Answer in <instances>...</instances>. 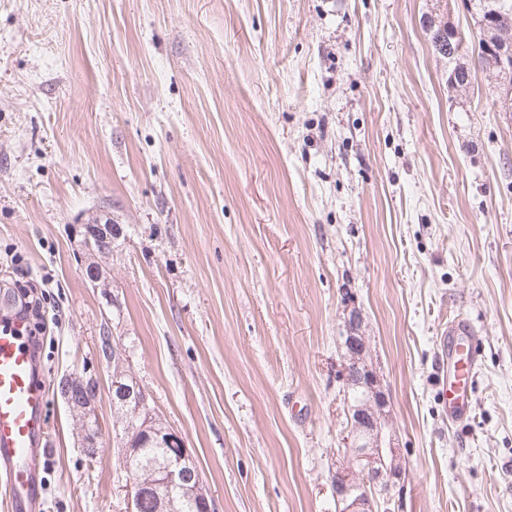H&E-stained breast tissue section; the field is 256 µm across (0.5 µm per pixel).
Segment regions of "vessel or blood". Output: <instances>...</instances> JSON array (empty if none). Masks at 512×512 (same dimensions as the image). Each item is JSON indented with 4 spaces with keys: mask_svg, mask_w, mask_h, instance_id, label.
Instances as JSON below:
<instances>
[{
    "mask_svg": "<svg viewBox=\"0 0 512 512\" xmlns=\"http://www.w3.org/2000/svg\"><path fill=\"white\" fill-rule=\"evenodd\" d=\"M28 324L11 313L0 314V507L5 512H35L40 499L36 474L44 467V409L48 390L36 374ZM451 377L443 381L442 405L449 416L469 410L468 392L479 357L474 341L445 337Z\"/></svg>",
    "mask_w": 512,
    "mask_h": 512,
    "instance_id": "1",
    "label": "vessel or blood"
}]
</instances>
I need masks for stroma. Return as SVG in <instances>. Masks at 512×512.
I'll use <instances>...</instances> for the list:
<instances>
[{
	"instance_id": "obj_1",
	"label": "stroma",
	"mask_w": 512,
	"mask_h": 512,
	"mask_svg": "<svg viewBox=\"0 0 512 512\" xmlns=\"http://www.w3.org/2000/svg\"><path fill=\"white\" fill-rule=\"evenodd\" d=\"M0 0V311L42 285V512H127L100 336L218 512H336L359 312L408 476L399 512H512V117L462 0ZM121 228L79 270L75 229ZM480 347L461 420L444 327ZM99 382L86 462L60 379Z\"/></svg>"
}]
</instances>
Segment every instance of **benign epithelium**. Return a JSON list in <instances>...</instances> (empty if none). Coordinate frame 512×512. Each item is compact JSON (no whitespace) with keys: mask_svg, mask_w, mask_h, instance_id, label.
I'll list each match as a JSON object with an SVG mask.
<instances>
[{"mask_svg":"<svg viewBox=\"0 0 512 512\" xmlns=\"http://www.w3.org/2000/svg\"><path fill=\"white\" fill-rule=\"evenodd\" d=\"M484 52L497 71L502 74L512 72V39L487 43ZM345 347L339 379L344 390H356L358 396L347 409L348 426L341 448L336 452V470L332 473L338 512H395L391 504L404 487L406 467L395 444L396 432L390 419L388 398L376 369L369 363L368 338L353 330L346 337ZM123 360L121 346L111 343L105 361L113 365L112 393L128 407L130 420L146 417L141 427L122 429L119 460L124 466L133 451L134 434L170 442L178 435L156 418L144 388L136 381L130 382L121 369ZM95 382L97 377L86 372L66 377L61 384L62 395L78 419L79 437L84 448L89 443L88 422L96 419L97 397L88 393ZM173 487L191 496L200 506V512H215L213 500L203 488L198 468L186 448L177 462L162 471L160 480H145L130 474L123 491L130 507L134 500L150 493L158 499L159 507L169 509Z\"/></svg>","mask_w":512,"mask_h":512,"instance_id":"1","label":"benign epithelium"}]
</instances>
